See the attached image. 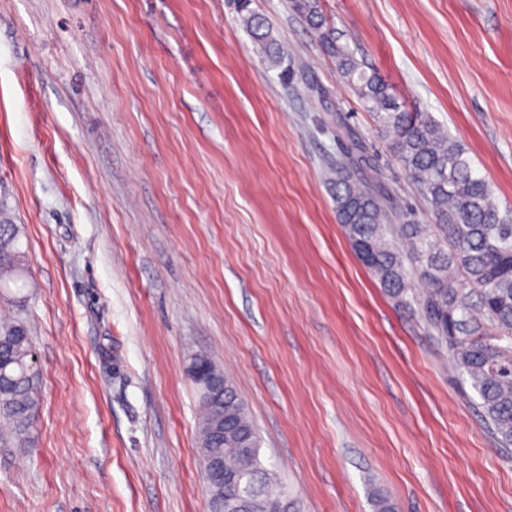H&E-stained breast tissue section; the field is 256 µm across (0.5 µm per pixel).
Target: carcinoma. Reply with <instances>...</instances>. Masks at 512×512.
<instances>
[{"mask_svg": "<svg viewBox=\"0 0 512 512\" xmlns=\"http://www.w3.org/2000/svg\"><path fill=\"white\" fill-rule=\"evenodd\" d=\"M292 7L319 34L336 58L364 107L375 116L387 151L402 163L424 195L431 224H395L371 184L355 178L354 164L336 163L331 180L338 223L353 249L388 295L399 304L414 302L427 330L448 351L462 382L478 397L481 417L504 447L512 446V210L500 209L490 184L475 174L466 150L428 112H408L377 71H367L348 45L327 26L320 0H291ZM254 38L265 43V19L244 17ZM18 225L0 218V285L23 279L25 255ZM405 248L396 245V239ZM421 281L418 295L412 284ZM224 469L251 473L252 512H297L261 459L260 440L224 372ZM40 406V373L31 365L27 326L0 323V423L15 447L25 448ZM213 409L199 398L200 454L207 452ZM240 488L224 486V501L210 500L211 512L223 503L239 504Z\"/></svg>", "mask_w": 512, "mask_h": 512, "instance_id": "cac0c4a2", "label": "carcinoma"}]
</instances>
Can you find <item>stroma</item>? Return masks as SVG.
<instances>
[{
	"label": "stroma",
	"mask_w": 512,
	"mask_h": 512,
	"mask_svg": "<svg viewBox=\"0 0 512 512\" xmlns=\"http://www.w3.org/2000/svg\"><path fill=\"white\" fill-rule=\"evenodd\" d=\"M321 8L512 207V0ZM359 145V177L429 223L290 0H0V199L30 281L0 322L28 325L42 387L28 447L0 442V512H209L199 354L299 512H375V491L398 512H512V448L336 220L329 177ZM245 26L251 31V33L254 35V38L260 42L264 48L265 53L267 54L266 48H267V32H261L263 29L266 28V22L265 19L260 16L259 14L250 13L243 19ZM269 52H270V45L268 46ZM274 50L270 52V56L272 57V63L273 65H277L282 62L284 52L280 50V48H273ZM282 52V53H281Z\"/></svg>",
	"instance_id": "35a3bbf8"
}]
</instances>
